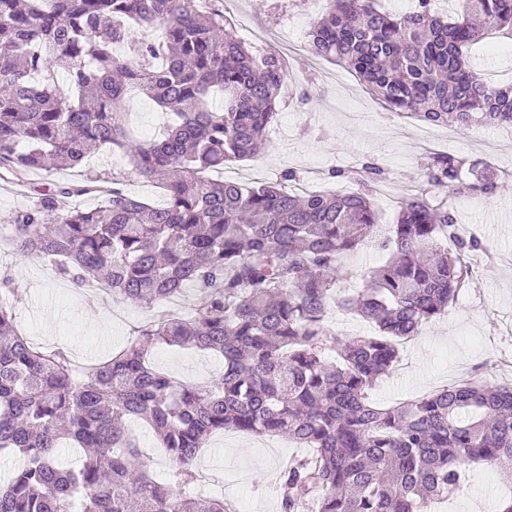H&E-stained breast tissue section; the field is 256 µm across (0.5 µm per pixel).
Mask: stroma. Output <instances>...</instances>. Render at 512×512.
Returning <instances> with one entry per match:
<instances>
[{
    "mask_svg": "<svg viewBox=\"0 0 512 512\" xmlns=\"http://www.w3.org/2000/svg\"><path fill=\"white\" fill-rule=\"evenodd\" d=\"M276 2L220 3L241 39H248L250 29L276 24L272 48L284 59L293 82L292 91L279 96L277 120L265 151L256 160L225 165V179L249 183L259 174L268 180L293 170L305 180L316 166L325 176L314 184V191L334 193L344 181L329 177V170L347 167L354 160L372 161L385 170L384 179L374 186L380 222L391 224L397 200L424 184L426 158L417 146L423 133L420 123L383 110L345 68L310 54L307 32L318 8L307 0L294 9L277 7ZM470 61L490 82H512L511 39L489 36L485 46L471 51ZM170 119L146 96L132 94L125 104V124L137 141L160 137ZM436 132L441 137L439 152L489 163L500 173L499 188L491 197L448 200L490 256L474 267L469 284L447 313L421 336L401 345L394 369L369 393L370 400L384 406L467 379L512 386V268L499 262L501 255H512V176L503 174L504 169H512V136L506 129L480 125L454 132L441 125ZM90 176L116 183L154 204L164 199L156 184L132 177L130 161L120 153H101L83 167L58 170L50 178L77 182ZM5 275L15 280V292L8 300L19 332L39 350L64 347L79 367L134 344L138 328L152 313L143 304L75 288L43 259L17 255L6 245L0 247V277ZM151 359L192 381L208 378L221 366L216 358L165 345L152 349ZM300 453L283 435L227 431L211 439L197 468L211 497L224 499L236 512H280L279 473ZM511 493L494 467L473 466L463 492L442 508L444 512L494 510Z\"/></svg>",
    "mask_w": 512,
    "mask_h": 512,
    "instance_id": "35a3bbf8",
    "label": "stroma"
}]
</instances>
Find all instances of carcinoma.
Here are the masks:
<instances>
[{
  "mask_svg": "<svg viewBox=\"0 0 512 512\" xmlns=\"http://www.w3.org/2000/svg\"><path fill=\"white\" fill-rule=\"evenodd\" d=\"M433 2L393 14L374 0H328L310 47L390 112L460 130L512 126V86L487 82L468 59L490 29L512 39V0H463L452 17ZM286 78L278 53L253 55L217 5L0 0V168L22 182L112 151L166 191L156 206L57 183L10 217L13 249L132 303L197 295L189 314L148 320L135 344L80 376L65 352L34 349L0 301V455L21 459L0 484V512H228L192 493L197 456L226 430L313 449L280 472L281 512H428L472 464L512 482V388L467 380L388 408L367 400L399 342L445 313L483 250L436 197L492 195L497 173L429 158L425 187L400 202L386 233L364 186L302 195L281 181L214 177L259 155ZM132 90L173 113L161 141L129 137L120 109ZM94 191L96 207L71 204ZM373 244L389 252L385 264L337 294L343 259ZM335 309L375 334L337 337ZM157 344L219 355L224 370L181 383L146 360ZM131 421L165 448L170 482L151 473ZM62 439L82 455L66 471L55 464Z\"/></svg>",
  "mask_w": 512,
  "mask_h": 512,
  "instance_id": "carcinoma-1",
  "label": "carcinoma"
}]
</instances>
